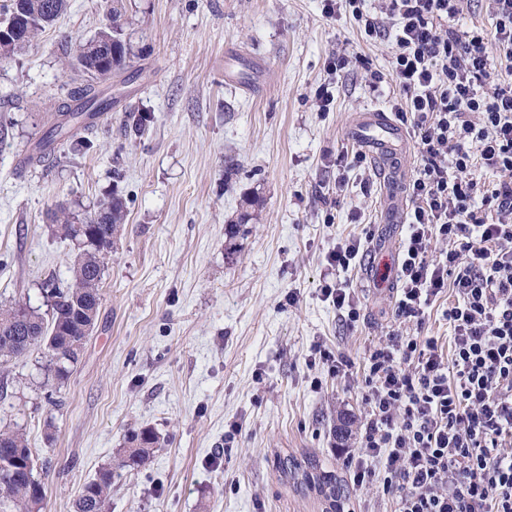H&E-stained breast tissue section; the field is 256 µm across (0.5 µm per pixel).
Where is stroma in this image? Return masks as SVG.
<instances>
[{
  "label": "stroma",
  "mask_w": 512,
  "mask_h": 512,
  "mask_svg": "<svg viewBox=\"0 0 512 512\" xmlns=\"http://www.w3.org/2000/svg\"><path fill=\"white\" fill-rule=\"evenodd\" d=\"M128 17L142 75L93 130L87 155L62 142L48 160L27 161L66 97L67 49L106 22L102 0H70L25 52L0 60V112L12 119L0 143V300L42 309L45 281L71 280L77 248L57 235L53 212L81 219L111 193L127 211L95 326L60 391L50 398L31 383L40 348L0 366V417L35 452L41 512H75L106 468L105 512H329L284 471L289 458L333 475L344 512H393L390 496L348 475L345 451L365 416L363 357L394 326L447 351L448 324L433 307L419 326L392 318L396 279L384 271L402 227L377 214L385 192L403 190L391 173L415 170L413 152L387 169L347 171L341 188L331 164L351 146L355 115L389 107L392 87L375 95L368 79L387 71L390 42L327 18L320 0H133ZM229 46L267 61L258 96L225 82ZM344 50L366 67L328 77L327 58ZM324 82L329 112L313 98ZM130 112L150 115L143 135L126 131ZM247 197L259 200L256 221L230 254L225 227ZM366 228L379 250L342 276L361 305L350 328L321 295L325 256ZM316 341L354 360L350 378L307 367ZM144 428L160 437L150 461L118 468L129 433Z\"/></svg>",
  "instance_id": "obj_1"
}]
</instances>
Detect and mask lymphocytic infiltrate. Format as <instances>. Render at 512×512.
I'll return each mask as SVG.
<instances>
[{
	"label": "lymphocytic infiltrate",
	"instance_id": "obj_1",
	"mask_svg": "<svg viewBox=\"0 0 512 512\" xmlns=\"http://www.w3.org/2000/svg\"><path fill=\"white\" fill-rule=\"evenodd\" d=\"M322 2L367 39L392 37L369 89L398 88L390 110L418 161L404 188L395 318L422 322L453 296L442 311L449 354L399 332L366 352L353 483L393 496L394 512H512V0H488L491 26L465 30L468 0H380L375 13L366 0ZM364 254L353 237L326 256L322 296L351 326L360 308L338 276Z\"/></svg>",
	"mask_w": 512,
	"mask_h": 512
}]
</instances>
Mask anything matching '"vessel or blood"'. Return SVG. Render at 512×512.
<instances>
[{
    "instance_id": "1",
    "label": "vessel or blood",
    "mask_w": 512,
    "mask_h": 512,
    "mask_svg": "<svg viewBox=\"0 0 512 512\" xmlns=\"http://www.w3.org/2000/svg\"><path fill=\"white\" fill-rule=\"evenodd\" d=\"M224 77L226 81L252 92L261 84L262 71L254 64L245 69L228 65L224 68ZM350 132L352 141L378 163L407 148L404 129L381 109L367 110L358 115Z\"/></svg>"
}]
</instances>
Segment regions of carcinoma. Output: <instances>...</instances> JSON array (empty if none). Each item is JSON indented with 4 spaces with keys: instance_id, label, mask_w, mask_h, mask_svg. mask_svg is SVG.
Here are the masks:
<instances>
[{
    "instance_id": "carcinoma-1",
    "label": "carcinoma",
    "mask_w": 512,
    "mask_h": 512,
    "mask_svg": "<svg viewBox=\"0 0 512 512\" xmlns=\"http://www.w3.org/2000/svg\"><path fill=\"white\" fill-rule=\"evenodd\" d=\"M68 0H3L0 4V27L21 15L31 20L27 38L0 43V56L12 58L30 46L32 40L52 26L67 10ZM107 23L95 36L79 46L72 68L80 73L81 82L67 93L64 103L42 138L34 155L43 157L55 149L56 142L70 141L75 152L88 147L78 130L95 126L112 111V98L98 89V83L110 78L132 81L138 73L131 40L124 39L129 26L124 0H105ZM126 216L122 198L112 194L101 199L86 221L77 224L66 214L56 216V232L80 245L73 268V281L65 286L52 285L55 301L46 318L38 310L18 302L0 308V362L26 354L33 347L43 350L42 384L57 390L78 363L85 340L84 327L89 313L98 312L101 301L102 264L112 254L117 234ZM159 436L151 430L134 431L128 437L131 448L125 450L117 467L142 466ZM20 456L25 464L14 469L0 468V512H38L45 498V485L34 477L35 462L27 439L17 428H0V458ZM112 489V470L103 471L90 481L76 503V512H104Z\"/></svg>"
}]
</instances>
